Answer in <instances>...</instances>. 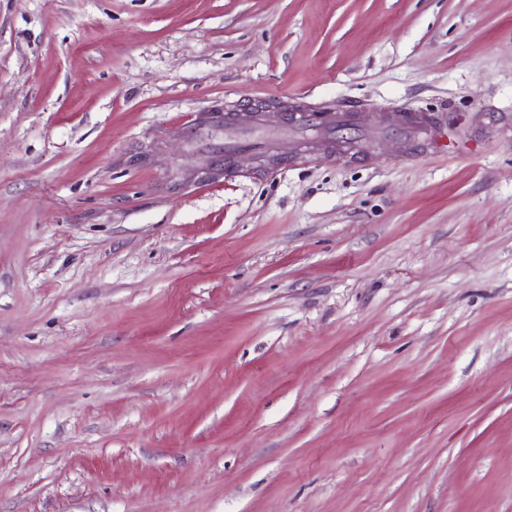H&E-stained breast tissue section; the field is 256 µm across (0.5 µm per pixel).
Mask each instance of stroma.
<instances>
[{
    "mask_svg": "<svg viewBox=\"0 0 512 512\" xmlns=\"http://www.w3.org/2000/svg\"><path fill=\"white\" fill-rule=\"evenodd\" d=\"M0 512H512V0H0ZM202 125L215 129L224 130V128L232 131L229 136L224 137V142L216 139L210 132L198 125L187 127L184 135L188 143L195 144L202 140L210 142L211 156L216 163L224 167L218 168L211 160L199 170L201 179H208L212 176L219 175L224 171L225 176H231L234 173V158L244 150L251 149L259 144V133H264L261 125H237L229 118L225 121L224 114L221 112H212L211 115L205 116ZM349 113L336 112V115L330 114L324 125L315 132L319 133L324 139L336 140V134H340L347 130L348 126L353 125L352 117ZM404 128L416 143V148L424 150L432 144L435 134L439 131V124L433 114H424L416 116L413 125Z\"/></svg>",
    "mask_w": 512,
    "mask_h": 512,
    "instance_id": "1",
    "label": "stroma"
}]
</instances>
